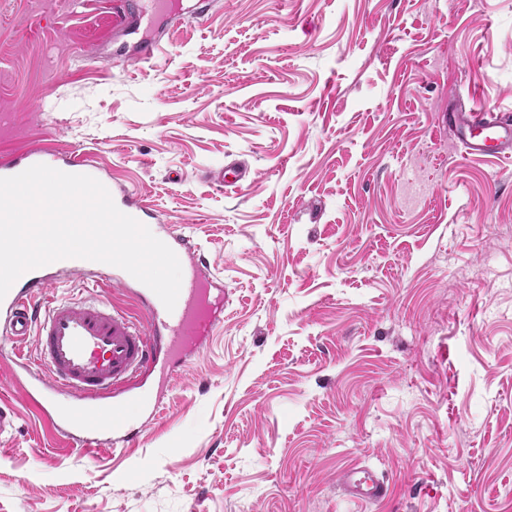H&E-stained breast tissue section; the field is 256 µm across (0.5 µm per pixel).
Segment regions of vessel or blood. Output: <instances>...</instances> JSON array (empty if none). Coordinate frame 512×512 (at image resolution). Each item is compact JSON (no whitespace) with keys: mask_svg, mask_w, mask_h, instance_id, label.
I'll use <instances>...</instances> for the list:
<instances>
[{"mask_svg":"<svg viewBox=\"0 0 512 512\" xmlns=\"http://www.w3.org/2000/svg\"><path fill=\"white\" fill-rule=\"evenodd\" d=\"M453 122L463 133L468 155L512 151V117L469 109ZM50 151H24L21 160L0 164V178L45 163ZM57 170L99 177L91 157L74 153L57 159ZM117 208L147 226L177 255L188 270L174 309L125 270L102 262L64 259L24 273L0 299V332L14 340L34 339L32 358L15 352L11 378L30 408L47 419L55 432L79 443L86 454L127 442L124 408L135 397L144 370L168 361H186L200 351L207 336L224 321V284L201 256L193 238L160 230L162 218L140 195L108 183ZM82 277L90 287L77 299L60 298V277ZM131 289L139 312L115 309L100 288L102 281ZM351 499L374 501L386 486L368 469L353 467L339 475Z\"/></svg>","mask_w":512,"mask_h":512,"instance_id":"obj_1","label":"vessel or blood"}]
</instances>
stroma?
<instances>
[{"label":"stroma","mask_w":512,"mask_h":512,"mask_svg":"<svg viewBox=\"0 0 512 512\" xmlns=\"http://www.w3.org/2000/svg\"><path fill=\"white\" fill-rule=\"evenodd\" d=\"M191 5L135 62L106 0H0V160L92 156L224 281L223 326L91 460L0 339V512H512V157L443 121L512 106V0ZM230 161L252 183L211 179ZM353 466L386 496L350 500Z\"/></svg>","instance_id":"35a3bbf8"}]
</instances>
